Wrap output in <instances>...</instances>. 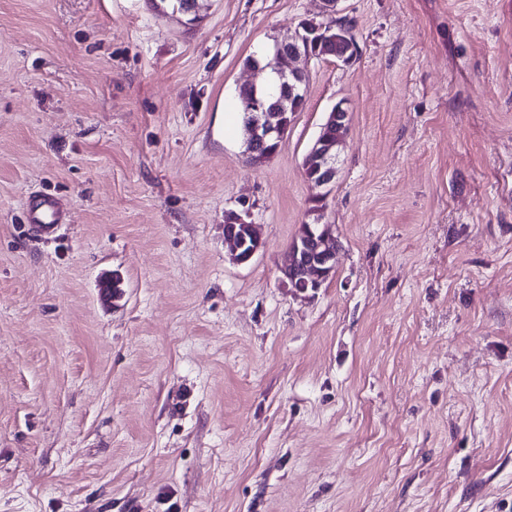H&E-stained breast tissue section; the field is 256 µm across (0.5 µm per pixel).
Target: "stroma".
<instances>
[{"mask_svg":"<svg viewBox=\"0 0 512 512\" xmlns=\"http://www.w3.org/2000/svg\"><path fill=\"white\" fill-rule=\"evenodd\" d=\"M336 10L355 57L307 63L255 168L245 61L322 0H0V512H512V0ZM320 193L301 299L278 265ZM336 125L344 131L335 141L322 138L321 134L313 143L304 160V169L313 167L316 169L318 178L308 179L318 186H328L336 179V151L342 143L348 126V112L342 107V104H336L321 125L320 130L327 126ZM23 217L28 232L39 237L54 236L62 224H68L67 212L55 195L46 192L27 197ZM224 240L231 246L230 260L236 265L251 263L265 248L254 224L238 213L230 212L224 216ZM336 239L333 225L299 229L281 266L282 283L295 297H309L322 287L335 267Z\"/></svg>","mask_w":512,"mask_h":512,"instance_id":"1","label":"stroma"}]
</instances>
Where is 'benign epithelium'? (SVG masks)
I'll return each mask as SVG.
<instances>
[{"label": "benign epithelium", "mask_w": 512, "mask_h": 512, "mask_svg": "<svg viewBox=\"0 0 512 512\" xmlns=\"http://www.w3.org/2000/svg\"><path fill=\"white\" fill-rule=\"evenodd\" d=\"M301 31L289 40H276L267 50L268 63L264 66L253 64L257 72H268L273 80L266 86L248 84L256 92H265V98L253 97L245 106V112L253 117L245 120L247 138L251 141V156L261 166L267 156L277 152L284 139L288 126L284 121L285 113L271 112L266 109V101H284L288 93L307 91L306 78L302 70L293 66L299 59H320L330 55L336 61L347 64V54L334 50L337 45L350 42V31L330 20H305L300 25ZM336 126L346 130L348 112L342 104H336L322 124V127ZM344 135L332 141L317 137L304 160V167L316 169L318 178L313 180L318 186H328L336 179V151ZM224 240L231 246L230 260L236 265H246L265 248L264 242L257 235L255 226L247 222L238 213L224 216ZM336 256V239L333 225L324 224L320 228L305 226L299 229L292 239L286 258L281 266L282 283L291 289L292 295L306 298L322 287L332 269Z\"/></svg>", "instance_id": "obj_1"}]
</instances>
